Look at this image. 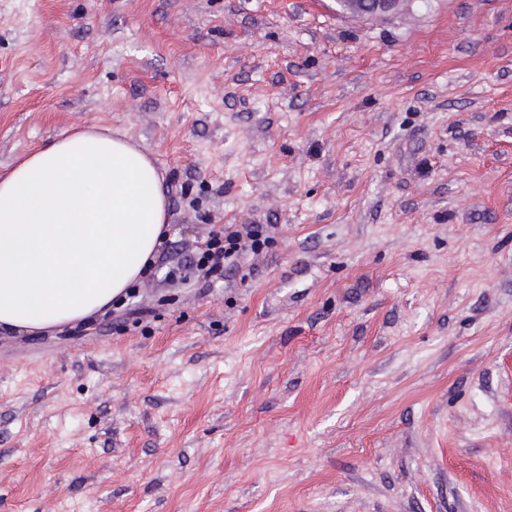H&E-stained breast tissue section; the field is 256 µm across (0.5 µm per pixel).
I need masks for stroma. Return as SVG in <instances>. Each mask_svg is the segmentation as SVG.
<instances>
[{"mask_svg":"<svg viewBox=\"0 0 512 512\" xmlns=\"http://www.w3.org/2000/svg\"><path fill=\"white\" fill-rule=\"evenodd\" d=\"M92 125L169 235L0 332V512H512V0H0V176ZM215 224L274 242L168 278ZM343 13L373 19L395 14L411 0H336Z\"/></svg>","mask_w":512,"mask_h":512,"instance_id":"stroma-1","label":"stroma"}]
</instances>
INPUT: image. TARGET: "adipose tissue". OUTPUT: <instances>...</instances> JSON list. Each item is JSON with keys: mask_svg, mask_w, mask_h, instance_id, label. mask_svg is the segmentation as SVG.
Here are the masks:
<instances>
[{"mask_svg": "<svg viewBox=\"0 0 512 512\" xmlns=\"http://www.w3.org/2000/svg\"><path fill=\"white\" fill-rule=\"evenodd\" d=\"M167 198L151 157L109 130L66 134L0 178V329L93 318L145 276Z\"/></svg>", "mask_w": 512, "mask_h": 512, "instance_id": "ef3b65f1", "label": "adipose tissue"}]
</instances>
